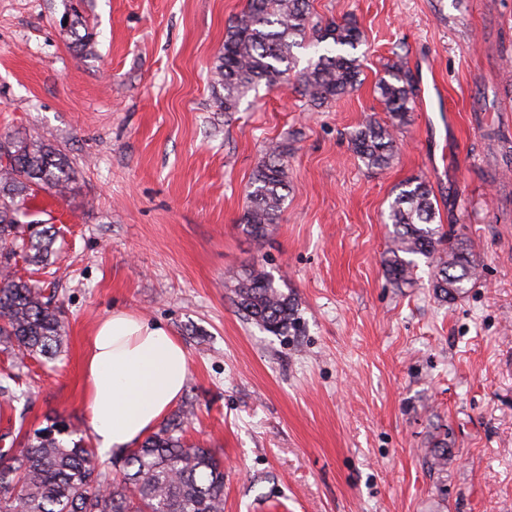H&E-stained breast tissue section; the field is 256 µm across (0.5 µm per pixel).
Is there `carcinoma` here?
<instances>
[{
    "mask_svg": "<svg viewBox=\"0 0 512 512\" xmlns=\"http://www.w3.org/2000/svg\"><path fill=\"white\" fill-rule=\"evenodd\" d=\"M71 29L76 51L92 48L88 27ZM361 30L350 21L313 19L310 0H246L230 21L224 49L210 70L217 111L239 110L245 92L260 84L288 87L297 58L294 50L315 48L317 58L297 73L298 91L313 108L351 92L360 82ZM389 121L370 116L351 134L353 151L371 171L387 169L396 152L395 132L408 124L416 98L411 72L389 66L378 84ZM288 146L271 144L246 186L240 224L257 245L277 223L288 196ZM44 190L65 197L71 190L70 163L45 137L0 140V350L26 357L56 358L65 322L61 308L40 282L16 276L17 258L44 269L55 256L54 226L26 224L21 204ZM433 193L423 180L404 184L389 205L392 245L382 257L397 286L413 279L415 258L434 269L432 288L452 302L475 284L479 266L463 240L433 226ZM231 288L243 317L277 336L297 327L295 299L261 266L232 276ZM23 449L0 448V512H224V462L209 448L183 440V416L170 419L139 447L127 449L118 477L98 469L97 449L60 416L23 436Z\"/></svg>",
    "mask_w": 512,
    "mask_h": 512,
    "instance_id": "cac0c4a2",
    "label": "carcinoma"
}]
</instances>
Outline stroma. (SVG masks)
<instances>
[{"label": "stroma", "instance_id": "obj_1", "mask_svg": "<svg viewBox=\"0 0 512 512\" xmlns=\"http://www.w3.org/2000/svg\"><path fill=\"white\" fill-rule=\"evenodd\" d=\"M64 3L0 0V137L51 139L72 175L66 197L28 203L56 227L55 264L15 267L53 291L66 344L54 360L0 352V374L21 375L0 434L60 414L90 436L87 343L125 310L187 351L172 410L187 444L223 457L224 512H512V0H313L315 19L363 31L362 85L317 110L296 86H261L229 115L209 70L245 0H83L82 55ZM398 54L444 95L372 172L349 134L386 120L376 84ZM272 141L288 146V200L259 247L238 219ZM414 178L482 272L451 303L428 263L401 287L381 263L388 204ZM254 264L294 298L295 331L238 312L229 278Z\"/></svg>", "mask_w": 512, "mask_h": 512}]
</instances>
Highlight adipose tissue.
I'll return each mask as SVG.
<instances>
[{"instance_id": "obj_1", "label": "adipose tissue", "mask_w": 512, "mask_h": 512, "mask_svg": "<svg viewBox=\"0 0 512 512\" xmlns=\"http://www.w3.org/2000/svg\"><path fill=\"white\" fill-rule=\"evenodd\" d=\"M85 371L90 427L100 447L119 455L177 402L189 363L182 344L160 322L116 311L95 326Z\"/></svg>"}]
</instances>
